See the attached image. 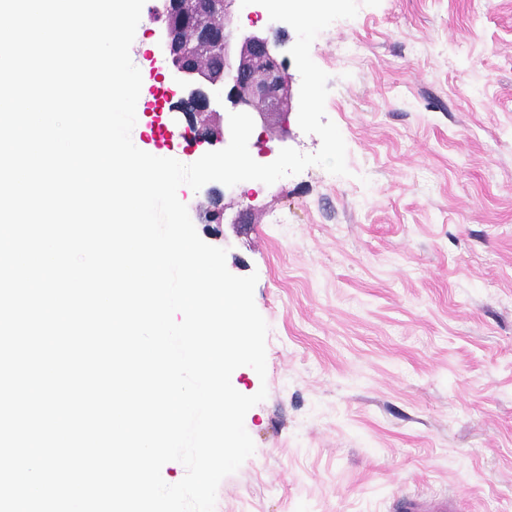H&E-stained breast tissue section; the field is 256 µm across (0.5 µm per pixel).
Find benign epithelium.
I'll return each mask as SVG.
<instances>
[{"instance_id":"obj_1","label":"benign epithelium","mask_w":512,"mask_h":512,"mask_svg":"<svg viewBox=\"0 0 512 512\" xmlns=\"http://www.w3.org/2000/svg\"><path fill=\"white\" fill-rule=\"evenodd\" d=\"M195 0H163L158 13L165 23L167 61L190 84L183 100L185 116L198 139L213 142L223 135L224 113L213 106V93L226 91L234 108L261 122L266 134L284 140L281 122L290 109L291 88L284 63L279 61L280 40L263 31L239 32L233 27L237 0H211L208 14L186 39L172 20L194 18ZM224 194L208 191V205L200 207L209 224L224 220Z\"/></svg>"}]
</instances>
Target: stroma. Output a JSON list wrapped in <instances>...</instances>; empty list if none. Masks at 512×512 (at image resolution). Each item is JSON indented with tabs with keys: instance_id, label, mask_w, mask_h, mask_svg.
<instances>
[{
	"instance_id": "stroma-1",
	"label": "stroma",
	"mask_w": 512,
	"mask_h": 512,
	"mask_svg": "<svg viewBox=\"0 0 512 512\" xmlns=\"http://www.w3.org/2000/svg\"><path fill=\"white\" fill-rule=\"evenodd\" d=\"M163 22L136 32L154 76L144 115L200 158L176 106ZM357 42L355 57L341 47ZM326 114L349 176L311 166L259 190L225 188L201 239L229 271L257 274L265 376L236 369L255 452L217 490L215 512H390L404 493L512 512V0H381L321 32ZM281 142L254 128L251 156L316 152L297 114Z\"/></svg>"
}]
</instances>
